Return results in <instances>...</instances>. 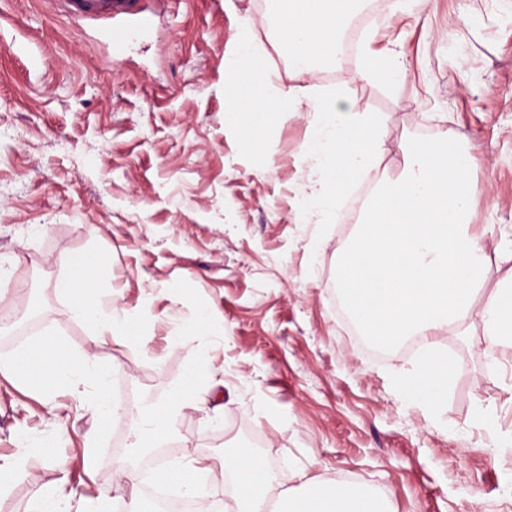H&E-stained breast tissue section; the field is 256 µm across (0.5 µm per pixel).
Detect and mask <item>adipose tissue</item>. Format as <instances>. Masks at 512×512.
Wrapping results in <instances>:
<instances>
[{"label": "adipose tissue", "instance_id": "adipose-tissue-1", "mask_svg": "<svg viewBox=\"0 0 512 512\" xmlns=\"http://www.w3.org/2000/svg\"><path fill=\"white\" fill-rule=\"evenodd\" d=\"M356 0H279L293 22L281 40L293 70L312 73L336 56L339 32ZM228 109L245 115L250 129L298 102L295 90L269 96L268 74L260 48L249 30L237 36L235 52L224 62ZM315 152L321 165L310 198L321 213L336 209L348 185L369 169L380 153V130L363 112L342 108L328 96L312 105ZM402 151L400 177L384 185L358 233L343 252L337 271L351 321L364 335L390 346L409 336L425 337L423 353L400 374L405 394L429 406L443 402L451 366L448 355L428 342V335L461 330L478 316L484 352L494 355L512 346V250L502 258L511 267L496 282L488 280L485 245L472 226L468 174L473 161L451 138L413 139ZM76 271L60 286L76 297L73 313L87 321L93 336L132 339L142 333L138 315L119 305L103 306L104 285L97 256L75 260ZM60 347L46 338L22 351L0 369L30 380L55 367ZM196 386L178 383L168 400L134 407V453L156 448L173 431L184 407L198 405ZM222 472L237 484L231 512H394L385 493L346 481L317 477L283 487L267 461L244 450H229L219 460Z\"/></svg>", "mask_w": 512, "mask_h": 512}]
</instances>
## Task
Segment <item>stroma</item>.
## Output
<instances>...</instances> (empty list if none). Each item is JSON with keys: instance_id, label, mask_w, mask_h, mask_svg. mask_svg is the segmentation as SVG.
<instances>
[{"instance_id": "stroma-1", "label": "stroma", "mask_w": 512, "mask_h": 512, "mask_svg": "<svg viewBox=\"0 0 512 512\" xmlns=\"http://www.w3.org/2000/svg\"><path fill=\"white\" fill-rule=\"evenodd\" d=\"M148 6L149 29L117 61L107 33L122 20L0 0V255L19 260L6 304L20 316L0 330V361L50 338L68 363L89 355L109 368L110 391L156 401L202 364L204 402L166 439L170 461L240 448L284 485L300 472L342 475L387 492L395 512H512V348L489 359L480 319H467V335L434 338L452 365L446 402L408 399V356L371 357L337 315V262L358 225L305 217L318 165L309 104L280 113L249 148L224 82L247 29L270 93L331 94L378 118V174L402 171L406 140L457 138L474 161L471 207L495 280L506 269L496 248L512 242V0H415L406 12L389 0L353 54L304 76L278 44L288 18L273 0ZM368 51L399 59L403 80L357 77ZM86 254L107 262L143 336L95 338L73 314L58 283ZM201 306L227 339L194 336ZM97 402L88 374L73 389L0 373V456L20 463L0 512H31L61 481L70 512L128 507L114 474L130 422H102Z\"/></svg>"}]
</instances>
